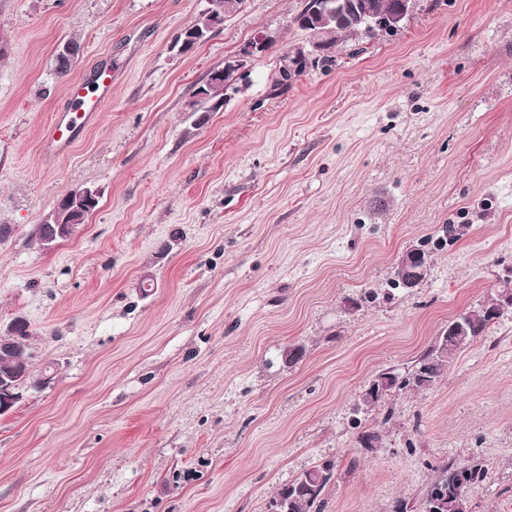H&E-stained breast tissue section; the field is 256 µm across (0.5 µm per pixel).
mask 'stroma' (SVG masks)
Returning a JSON list of instances; mask_svg holds the SVG:
<instances>
[{
	"mask_svg": "<svg viewBox=\"0 0 512 512\" xmlns=\"http://www.w3.org/2000/svg\"><path fill=\"white\" fill-rule=\"evenodd\" d=\"M301 4L242 0L183 53L206 0H0V336L25 319L34 372L56 365L0 416V512H265L326 460L323 512H392L475 455L470 512H512V315L392 421L353 411L512 269V0H412L397 31L280 85L309 47ZM260 35L222 108L191 111ZM100 58L111 101L47 158L68 80ZM84 185L97 208L41 250L35 226ZM417 245L426 277L390 288ZM267 47L268 42L265 38H255L244 46L239 56L232 60L226 61L223 68L213 70L212 72H225V70H235L237 73H239L240 71L244 70L246 63L251 58L264 53Z\"/></svg>",
	"mask_w": 512,
	"mask_h": 512,
	"instance_id": "35a3bbf8",
	"label": "stroma"
}]
</instances>
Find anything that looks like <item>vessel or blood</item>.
I'll use <instances>...</instances> for the list:
<instances>
[{
  "instance_id": "b4317fda",
  "label": "vessel or blood",
  "mask_w": 512,
  "mask_h": 512,
  "mask_svg": "<svg viewBox=\"0 0 512 512\" xmlns=\"http://www.w3.org/2000/svg\"><path fill=\"white\" fill-rule=\"evenodd\" d=\"M111 95V63H96L86 78L70 81L53 121L43 131L45 154L56 156L68 150L77 132L96 119Z\"/></svg>"
}]
</instances>
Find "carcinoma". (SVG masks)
Returning a JSON list of instances; mask_svg holds the SVG:
<instances>
[{"mask_svg": "<svg viewBox=\"0 0 512 512\" xmlns=\"http://www.w3.org/2000/svg\"><path fill=\"white\" fill-rule=\"evenodd\" d=\"M293 23L307 33L317 32L321 40L320 58L324 60L336 46L339 37H358L372 34L376 30H385L378 23L361 22L340 11L322 22L317 14V0H304L302 9L293 18ZM201 91L207 94L200 103L201 112L211 111V103L224 100L222 89H209L202 84L195 89L197 93ZM499 302L500 299L495 297L488 304L457 315L459 319L465 318L463 333L442 332L404 373L397 374L388 370L376 373L364 388L356 405V412L366 413L379 405L388 404L399 395L414 394L433 386L457 357L495 323V316L491 311L499 307ZM21 335L24 349L18 354V359L26 365V369L18 374L17 383L28 388H39L43 379L35 377L28 357L31 334L23 330ZM335 475L336 466L333 462L318 463L281 487L276 496L284 500L285 512H321L323 493ZM486 478V465L479 458L461 465L443 464L434 468V474L423 488L417 504L401 501L393 512H424L426 495L434 488L445 501L444 512H469L470 493Z\"/></svg>", "mask_w": 512, "mask_h": 512, "instance_id": "carcinoma-1", "label": "carcinoma"}]
</instances>
